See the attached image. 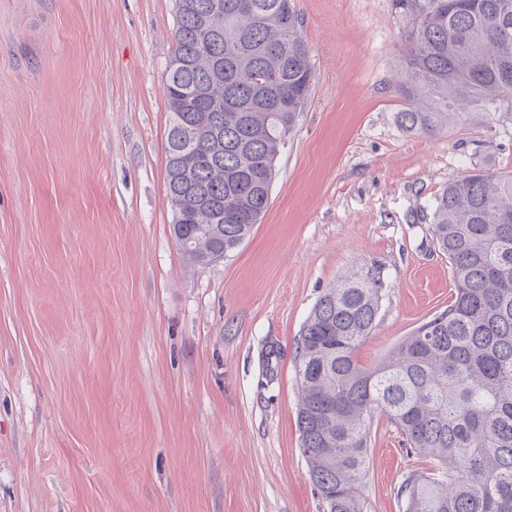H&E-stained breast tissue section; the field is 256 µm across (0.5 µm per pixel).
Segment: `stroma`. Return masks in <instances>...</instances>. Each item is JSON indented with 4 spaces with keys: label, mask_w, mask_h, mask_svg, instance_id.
<instances>
[{
    "label": "stroma",
    "mask_w": 512,
    "mask_h": 512,
    "mask_svg": "<svg viewBox=\"0 0 512 512\" xmlns=\"http://www.w3.org/2000/svg\"><path fill=\"white\" fill-rule=\"evenodd\" d=\"M315 80L270 204L223 259L171 231L175 0H0V512H326L297 426V339L325 288L381 271L369 367L447 309L431 209L512 171V114L403 130L390 0H296ZM366 512L430 458L370 425Z\"/></svg>",
    "instance_id": "35a3bbf8"
}]
</instances>
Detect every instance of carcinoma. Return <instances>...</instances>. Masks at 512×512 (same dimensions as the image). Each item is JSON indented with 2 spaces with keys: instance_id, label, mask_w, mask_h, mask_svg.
<instances>
[{
  "instance_id": "obj_1",
  "label": "carcinoma",
  "mask_w": 512,
  "mask_h": 512,
  "mask_svg": "<svg viewBox=\"0 0 512 512\" xmlns=\"http://www.w3.org/2000/svg\"><path fill=\"white\" fill-rule=\"evenodd\" d=\"M176 0L164 83L169 203L186 259L228 254L268 209L280 147L311 91L314 67L294 0ZM403 46L397 113L408 133L448 125V101L512 112V0H391ZM220 126L194 138L201 115ZM186 155L193 174L174 186ZM431 231L454 282L448 309L373 367L357 351L376 326L383 280L372 270L326 289L298 342L297 425L308 476L327 512H365L374 415L433 466L404 479L406 512H512V173L475 170L435 198Z\"/></svg>"
}]
</instances>
